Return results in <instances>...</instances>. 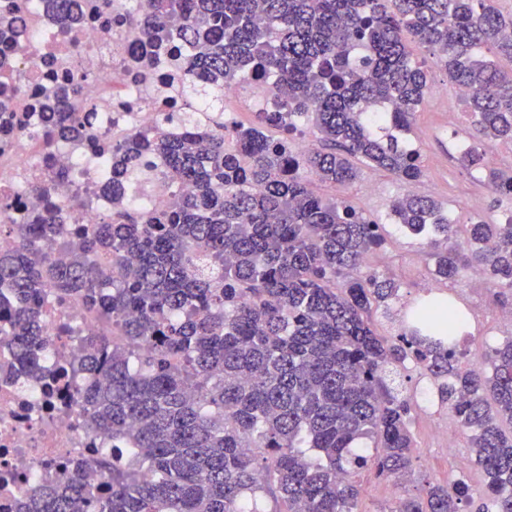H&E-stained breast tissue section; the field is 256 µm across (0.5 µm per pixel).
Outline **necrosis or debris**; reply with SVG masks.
Returning <instances> with one entry per match:
<instances>
[{
	"label": "necrosis or debris",
	"instance_id": "4bbe7bcc",
	"mask_svg": "<svg viewBox=\"0 0 512 512\" xmlns=\"http://www.w3.org/2000/svg\"><path fill=\"white\" fill-rule=\"evenodd\" d=\"M77 20L63 24L46 0H0V21H14L12 39L0 49V87L20 84L23 102L0 90V222L11 223L32 209L75 207L70 237L102 222L112 198L102 187L112 178L111 161L95 141L56 138L39 104L49 88L73 85L86 69L92 81L80 100L92 112L98 138L121 140L153 127L156 99L180 101L179 83L158 71L143 86L132 62L130 0H79ZM51 185L49 197L39 194ZM41 321L50 340L42 354L47 373L84 355L82 337L95 320L81 303L54 304ZM69 325L71 334L61 332ZM109 437L90 430L69 392L27 378H0V512H16L27 492L66 468L87 467Z\"/></svg>",
	"mask_w": 512,
	"mask_h": 512
}]
</instances>
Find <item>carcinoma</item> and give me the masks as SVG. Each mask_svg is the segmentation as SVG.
I'll return each instance as SVG.
<instances>
[{"label":"carcinoma","mask_w":512,"mask_h":512,"mask_svg":"<svg viewBox=\"0 0 512 512\" xmlns=\"http://www.w3.org/2000/svg\"><path fill=\"white\" fill-rule=\"evenodd\" d=\"M139 29L183 85L171 116L112 148L106 221L54 257L53 215L4 225L0 374L45 378L39 322L48 301H80L95 316L91 352L60 371L83 385L87 424L112 435L88 466L44 482L21 512H358L356 476L369 467L398 482L412 467L411 404L384 378L412 364L429 375L467 435L482 489L430 484L390 512H512V338L478 356L458 350L463 314L444 298L412 312L414 328L379 335L372 313L398 286L363 271L379 225L316 195L306 173L330 185L358 177L355 161L407 186L419 152L402 138L431 84L407 44L432 54L468 91L476 143L463 167L486 172L500 201L512 175L492 167L485 143L512 141V15L494 0H136ZM261 83L272 104L249 126L224 123V87ZM214 113L197 129L194 102ZM68 131L97 136L58 89ZM312 124L320 148L295 151L269 131ZM173 184L149 213L121 205L143 167ZM176 183H189L183 193ZM392 212L431 235L439 282L478 271L512 293V221H448L439 202L405 192ZM491 367L486 374L483 364Z\"/></svg>","instance_id":"1"}]
</instances>
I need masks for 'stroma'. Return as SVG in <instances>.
Instances as JSON below:
<instances>
[{
  "mask_svg": "<svg viewBox=\"0 0 512 512\" xmlns=\"http://www.w3.org/2000/svg\"><path fill=\"white\" fill-rule=\"evenodd\" d=\"M463 110V105L453 98L426 96L403 138L421 155L424 167L421 193L441 202L449 219L465 222L470 214V201L480 198L485 202L482 218L496 224L502 220L504 207L497 205L483 174L463 169L459 164V158L473 135ZM448 112L459 113L457 127L444 125L443 116ZM317 191L328 198L346 199L356 210L382 224L384 242L367 254L365 266L381 277L394 280L399 286L398 298L389 307L379 308L374 315L378 333L387 337L395 336V325L401 320L404 310L428 295L431 281L428 273L431 248L426 239L409 234L391 221L390 208L394 199L403 193V185L395 178L363 165L354 183L336 189L321 185ZM439 288L450 291L470 316L469 325L458 338L461 348L474 353L503 342L504 337L496 328L502 305L490 289L476 293L463 281L452 284L443 282ZM402 383L403 395L415 400L410 422L415 441V460L413 476L405 485L406 493L418 494L429 481L443 483L457 478L466 479L473 486H481L483 475L473 462L465 435L457 434L454 445L450 447L440 443L436 437L439 430L457 425L447 407L435 400L424 407L417 405L420 390L428 383L423 371L409 369Z\"/></svg>",
  "mask_w": 512,
  "mask_h": 512,
  "instance_id": "1",
  "label": "stroma"
}]
</instances>
